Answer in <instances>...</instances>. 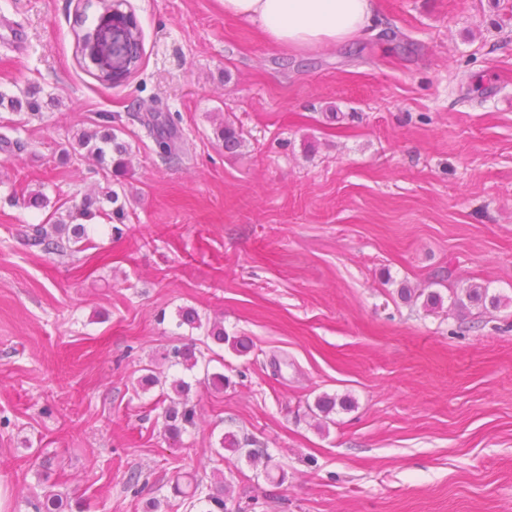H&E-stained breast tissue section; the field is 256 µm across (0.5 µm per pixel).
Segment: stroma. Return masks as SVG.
<instances>
[{
	"mask_svg": "<svg viewBox=\"0 0 512 512\" xmlns=\"http://www.w3.org/2000/svg\"><path fill=\"white\" fill-rule=\"evenodd\" d=\"M121 9L141 59L111 86L77 48L97 0H0V92L42 104L0 108V512L48 489L177 512L185 472L229 512H512V0H380L362 37L307 52L220 0ZM106 112L130 147L117 172L64 155ZM106 187L124 213L88 221L83 251L29 241ZM36 190L48 205L24 207ZM473 286L504 305L453 304ZM182 343L222 390L163 360ZM173 379L196 410L176 443ZM228 433L254 457L217 456Z\"/></svg>",
	"mask_w": 512,
	"mask_h": 512,
	"instance_id": "1",
	"label": "stroma"
}]
</instances>
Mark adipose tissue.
Masks as SVG:
<instances>
[{
	"label": "adipose tissue",
	"instance_id": "ef3b65f1",
	"mask_svg": "<svg viewBox=\"0 0 512 512\" xmlns=\"http://www.w3.org/2000/svg\"><path fill=\"white\" fill-rule=\"evenodd\" d=\"M225 16L272 44L305 51L346 43L371 23L379 0H220Z\"/></svg>",
	"mask_w": 512,
	"mask_h": 512
}]
</instances>
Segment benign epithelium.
<instances>
[{
    "label": "benign epithelium",
    "instance_id": "benign-epithelium-1",
    "mask_svg": "<svg viewBox=\"0 0 512 512\" xmlns=\"http://www.w3.org/2000/svg\"><path fill=\"white\" fill-rule=\"evenodd\" d=\"M137 21L131 14L114 8L104 13L101 26L81 44V54L94 66L97 74L116 83L128 75L133 67L134 41L129 33L135 31Z\"/></svg>",
    "mask_w": 512,
    "mask_h": 512
}]
</instances>
